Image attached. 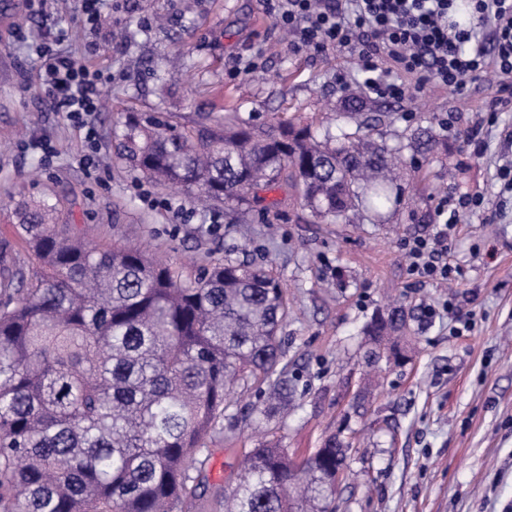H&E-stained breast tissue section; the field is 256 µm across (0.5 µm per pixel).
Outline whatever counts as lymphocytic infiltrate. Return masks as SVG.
<instances>
[{"label":"lymphocytic infiltrate","mask_w":512,"mask_h":512,"mask_svg":"<svg viewBox=\"0 0 512 512\" xmlns=\"http://www.w3.org/2000/svg\"><path fill=\"white\" fill-rule=\"evenodd\" d=\"M468 19L456 18V0H261L263 9L284 29L295 48L348 54L365 74V86L380 97L400 98L405 79L415 86L437 82L459 86L468 79L493 77L496 95L486 101L487 120L463 133L471 155L486 151L484 125L512 110V0H466ZM53 42L34 44L40 60L41 86L69 124L92 129L106 84L101 70L77 64L54 50ZM485 198L453 188L440 194L434 209L436 230L404 241L408 275L420 283H447L454 268L448 260V238L460 214L480 212Z\"/></svg>","instance_id":"f902f5d3"}]
</instances>
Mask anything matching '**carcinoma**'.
<instances>
[{"mask_svg": "<svg viewBox=\"0 0 512 512\" xmlns=\"http://www.w3.org/2000/svg\"><path fill=\"white\" fill-rule=\"evenodd\" d=\"M386 117L348 94L321 140L307 126L258 130L241 117L198 134L134 120L119 156L231 212L286 172L312 216L359 224L393 202L405 162L370 136ZM397 138L416 152L435 142L429 129ZM54 213L46 200L16 210L39 270L0 283V512H188L207 490L204 440L231 406L230 386L268 383L277 405L260 411L267 420L288 409L284 289L231 258L187 283L137 248L88 246ZM405 321L400 308L374 319L369 344ZM346 454L334 436L299 463L286 448H252L224 512H336Z\"/></svg>", "mask_w": 512, "mask_h": 512, "instance_id": "obj_1", "label": "carcinoma"}]
</instances>
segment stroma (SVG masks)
<instances>
[{
  "mask_svg": "<svg viewBox=\"0 0 512 512\" xmlns=\"http://www.w3.org/2000/svg\"><path fill=\"white\" fill-rule=\"evenodd\" d=\"M18 26L23 36H15ZM58 27L68 32L62 51L108 78L109 105L93 118L99 165L90 171L81 163L83 130L57 116L28 50ZM347 89L362 90L352 61L333 49L294 50L259 0H114L92 28L75 0H49L40 13L26 0H0V243L35 272L14 210L48 199L59 223L75 225L92 245L147 247L183 281L227 257L280 280L291 409L282 419H247L270 406L269 387L238 388L222 428L205 439L204 512H224L219 495L235 483L248 449L275 442L301 459L333 435L349 444L336 512H512V195L500 194L497 175L512 161V112L486 132L485 155L458 168L460 133L495 93L488 81L410 86L399 99L367 95L392 114L378 128L388 146L399 131L438 133L371 224L320 222L285 184L230 220L223 204L201 207L117 154L113 132L132 118L199 129L236 113L258 128L291 120L318 130ZM457 184L490 195L488 208L460 217L455 280L417 284L401 244L430 233L439 194ZM450 300L452 312L443 308ZM396 307L407 313L408 348L368 361L365 325ZM460 314L471 316V331L456 333Z\"/></svg>",
  "mask_w": 512,
  "mask_h": 512,
  "instance_id": "stroma-1",
  "label": "stroma"
}]
</instances>
